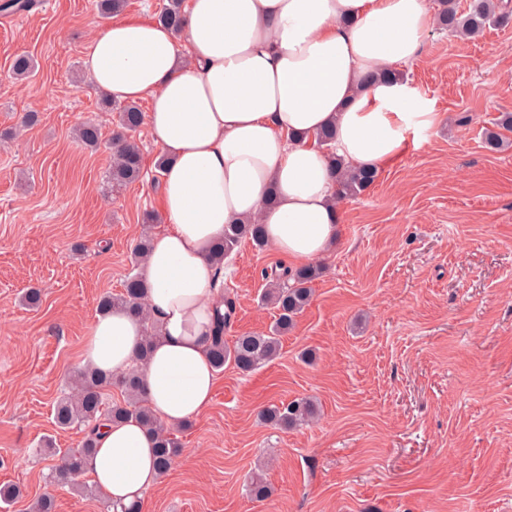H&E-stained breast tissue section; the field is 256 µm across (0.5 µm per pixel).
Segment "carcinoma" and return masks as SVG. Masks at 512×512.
Listing matches in <instances>:
<instances>
[{
  "instance_id": "cac0c4a2",
  "label": "carcinoma",
  "mask_w": 512,
  "mask_h": 512,
  "mask_svg": "<svg viewBox=\"0 0 512 512\" xmlns=\"http://www.w3.org/2000/svg\"><path fill=\"white\" fill-rule=\"evenodd\" d=\"M183 0H167L157 20L178 30L182 26ZM509 19L506 13L496 11L489 0H474L469 11H458L454 0H437V23L439 28L450 33L476 36L491 26ZM35 70L33 59L21 54L15 57L12 71L15 78H30ZM103 105L118 112V130L112 136V164L107 182L113 187H123L137 180L141 174V153L138 145L131 140L130 133L143 123V112L136 104L121 103L106 98ZM498 130H488L484 143L491 151H500L509 145L504 133L512 132V113L503 112L497 123ZM80 140L87 146L97 145L101 132L93 123H86L78 130ZM337 172L338 192L341 197H356L372 186L378 178L374 169L349 170L338 158H332ZM249 241L258 249L266 246L265 231L261 224H228L224 239L213 251L215 262L222 264L241 243ZM151 238L144 237L136 245L131 271L126 277L123 291L117 295L105 294L98 302V309L106 312L114 307H123L142 319L146 339L138 356L145 360L151 353L156 335L155 322L145 303V285L140 268L147 258ZM321 275V268L314 264L291 268L279 264L263 271L265 279L271 278L275 286L264 292V301L276 310V318L267 333H244L236 337L232 346L224 342V328L236 314L234 300L224 297V313L218 315L216 329L209 348L210 360L215 370L224 369L231 362L242 373H250L272 361L281 349V339L292 328L296 316L309 304L312 297L311 284ZM112 385L121 388L125 399L107 404L103 390ZM260 415L262 420L279 429H289L313 421L318 407L308 399H294L289 402L265 406ZM133 418L154 434L157 466L167 472L175 458L182 452L171 433L159 425L141 394L138 373L134 370L120 376H104L86 368L77 373L68 393L61 396L54 406V421L59 427H76L83 431L79 448L60 454L59 463L52 469L50 479L56 484L66 485L75 492L87 486L75 481L80 475L83 456L96 448V429L104 421H119ZM250 496L257 500L267 499L271 493L269 485L255 476L248 486Z\"/></svg>"
}]
</instances>
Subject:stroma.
<instances>
[{
  "label": "stroma",
  "mask_w": 512,
  "mask_h": 512,
  "mask_svg": "<svg viewBox=\"0 0 512 512\" xmlns=\"http://www.w3.org/2000/svg\"><path fill=\"white\" fill-rule=\"evenodd\" d=\"M104 25L96 0L0 10V485L22 489L5 512L45 494L54 512L102 510L47 484L53 459L36 448L78 446L53 404L100 297L121 292L136 241L159 229L144 222L162 180L148 127L133 134L142 175L117 192L110 150L76 137L89 121L114 129L84 68ZM22 53L36 64L25 81ZM404 75L438 124L341 201L336 249L279 356L248 374L225 364L208 409L173 428L183 453L141 512H512V148L484 147L512 112V22L474 39L432 29ZM278 260L248 242L225 259L226 341L269 331L261 271ZM31 287L35 308L21 300ZM296 398L317 405L314 422L260 420ZM257 474L264 501L248 493Z\"/></svg>",
  "instance_id": "35a3bbf8"
}]
</instances>
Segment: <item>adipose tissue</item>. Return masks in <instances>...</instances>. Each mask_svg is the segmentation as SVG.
<instances>
[{
  "label": "adipose tissue",
  "instance_id": "obj_1",
  "mask_svg": "<svg viewBox=\"0 0 512 512\" xmlns=\"http://www.w3.org/2000/svg\"><path fill=\"white\" fill-rule=\"evenodd\" d=\"M427 0H189L181 31L117 20L88 46L86 71L113 98L149 100L165 157L162 228L142 269L159 334L138 363L145 329L126 310L96 315L79 364L137 368L164 427L210 405L209 357L223 273L212 250L228 224L263 225L268 245L310 264L334 251L341 218L332 158L378 169L431 129L408 80L388 78L424 50ZM333 130L331 152L318 134ZM82 476L127 505L156 489L155 438L134 421L104 423Z\"/></svg>",
  "mask_w": 512,
  "mask_h": 512
}]
</instances>
